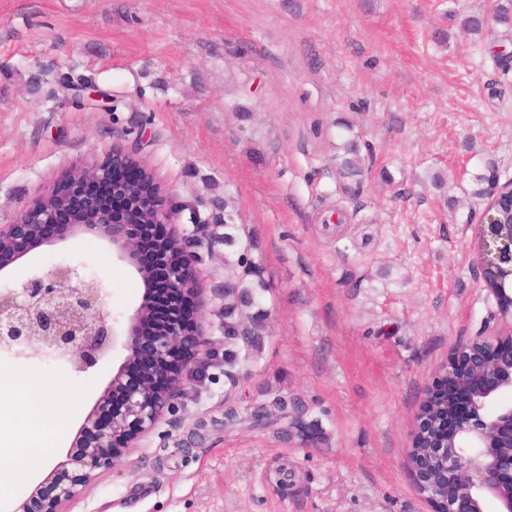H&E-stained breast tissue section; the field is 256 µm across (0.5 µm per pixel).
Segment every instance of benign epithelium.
<instances>
[{
  "instance_id": "obj_1",
  "label": "benign epithelium",
  "mask_w": 512,
  "mask_h": 512,
  "mask_svg": "<svg viewBox=\"0 0 512 512\" xmlns=\"http://www.w3.org/2000/svg\"><path fill=\"white\" fill-rule=\"evenodd\" d=\"M142 138L89 166L71 169L54 187L24 207L11 224L0 225V270L30 251L63 236L92 235L112 247V256L130 267L145 286L141 303L122 320L106 307L102 281L68 264H54L13 288H0V352L62 360L82 372L120 348L124 358L85 418L68 455L72 474L36 506L19 512H62L78 499L99 472L115 466L175 411L187 385L204 371L212 355L204 327L206 288L200 276L202 231L175 222L169 195L158 185L144 191L150 172L137 154ZM512 205V180L495 178L477 225L479 246L473 260L482 280L487 272L512 280V232L502 233L491 210ZM163 226L167 291L192 302L156 319L151 299L155 272L141 254L145 225ZM497 310L486 330L459 345L442 365L436 388L448 387L444 400L430 396L428 409L448 406V420L465 407L469 416L437 433L448 438L432 456L446 459L443 480L431 486L424 468L413 470L417 488L432 512H479L478 501L492 499L499 512H512V405L493 414V405L512 387V293L493 289Z\"/></svg>"
}]
</instances>
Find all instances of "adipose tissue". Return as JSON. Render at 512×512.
Wrapping results in <instances>:
<instances>
[{
    "label": "adipose tissue",
    "mask_w": 512,
    "mask_h": 512,
    "mask_svg": "<svg viewBox=\"0 0 512 512\" xmlns=\"http://www.w3.org/2000/svg\"><path fill=\"white\" fill-rule=\"evenodd\" d=\"M13 382L24 399V411H37L39 424L30 435L19 441L9 466H0V484H28L34 473L55 461L51 439L65 434L75 407L82 401L79 387L64 377H36L24 371L12 374Z\"/></svg>",
    "instance_id": "obj_1"
}]
</instances>
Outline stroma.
I'll return each instance as SVG.
<instances>
[{
  "label": "stroma",
  "mask_w": 512,
  "mask_h": 512,
  "mask_svg": "<svg viewBox=\"0 0 512 512\" xmlns=\"http://www.w3.org/2000/svg\"><path fill=\"white\" fill-rule=\"evenodd\" d=\"M486 0H0V225L67 170L128 145L206 221L200 270L213 356L139 448L66 512H429L407 463L423 392L495 300L476 275L477 175L512 179V25L462 31ZM359 182L336 173L339 120ZM448 175V192L426 175ZM231 198L266 316L238 381L224 376V227ZM55 263L105 281L112 312L143 285L100 240L76 236L0 271ZM121 351L83 372L0 355V441L27 430L15 369L75 377L77 431ZM276 424L228 425L263 391Z\"/></svg>",
  "instance_id": "35a3bbf8"
}]
</instances>
